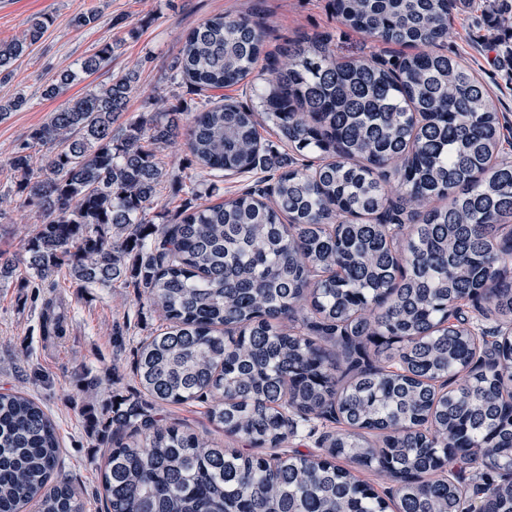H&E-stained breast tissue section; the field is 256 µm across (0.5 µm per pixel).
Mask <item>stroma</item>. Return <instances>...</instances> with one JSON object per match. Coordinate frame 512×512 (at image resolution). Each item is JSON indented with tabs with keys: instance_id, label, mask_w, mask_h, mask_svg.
Segmentation results:
<instances>
[{
	"instance_id": "35a3bbf8",
	"label": "stroma",
	"mask_w": 512,
	"mask_h": 512,
	"mask_svg": "<svg viewBox=\"0 0 512 512\" xmlns=\"http://www.w3.org/2000/svg\"><path fill=\"white\" fill-rule=\"evenodd\" d=\"M493 3L477 0L473 9L455 14L440 50L477 73L500 112L505 139L512 142V61L505 56L512 37L495 26ZM88 12L95 14V23L75 27L74 17ZM43 13L52 19L44 36L16 61L11 79L0 81V102L18 92L29 100L26 108L0 121V249L16 254L39 219L14 193L16 177L7 165L11 154L61 103L81 97L112 74L130 69L138 73L125 112L129 119L150 115L164 103L191 99L186 85L170 83L165 74L183 36L205 19L222 13L261 15L269 52L304 33L329 37L346 56L374 52L389 58L401 51L397 45L366 40L344 25L329 0H0V43L21 37L28 19ZM114 39L121 45L105 71L68 85L59 97H44V89L61 72ZM159 156L169 179L153 211L158 224L172 222L184 202L195 201L197 192L212 189L211 199L218 202L255 180L251 174L211 175L196 164L182 138L161 146ZM54 293L66 300L67 333L59 339L43 332V301ZM161 323L159 312L134 288H73L61 275L35 287L0 283V392L27 393L53 418L61 446L60 475L78 489L85 512L106 508L98 469L102 451L95 448L81 411L79 377L89 372L103 379L98 404L115 396L138 398L137 350ZM117 324L126 328L119 345L112 338ZM207 410L201 402L155 408L182 429L210 433L221 445L234 447V440L210 422Z\"/></svg>"
}]
</instances>
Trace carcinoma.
I'll return each mask as SVG.
<instances>
[{
    "label": "carcinoma",
    "mask_w": 512,
    "mask_h": 512,
    "mask_svg": "<svg viewBox=\"0 0 512 512\" xmlns=\"http://www.w3.org/2000/svg\"><path fill=\"white\" fill-rule=\"evenodd\" d=\"M471 0H331L371 41L421 46L386 62L341 60L304 35L280 57L263 23L215 15L185 37L170 78L203 94L114 124L125 72L67 101L9 158L40 218L0 281L64 266L79 288L122 282L162 315L137 351L143 393L208 404L226 448L138 400L85 408L107 449L106 512H512V161L486 86L439 50ZM51 19L0 43V79ZM105 43L44 90L106 67ZM250 102L217 92L242 82ZM271 129L296 154L262 142ZM186 138L214 173L268 172L221 202L156 224L155 148ZM62 145L48 155L33 149ZM46 324L65 313L45 302ZM336 424L320 452L288 453L299 423ZM55 424L0 393V512H84L56 476ZM274 450L271 455L255 449ZM345 460L386 473L383 497Z\"/></svg>",
    "instance_id": "obj_1"
}]
</instances>
